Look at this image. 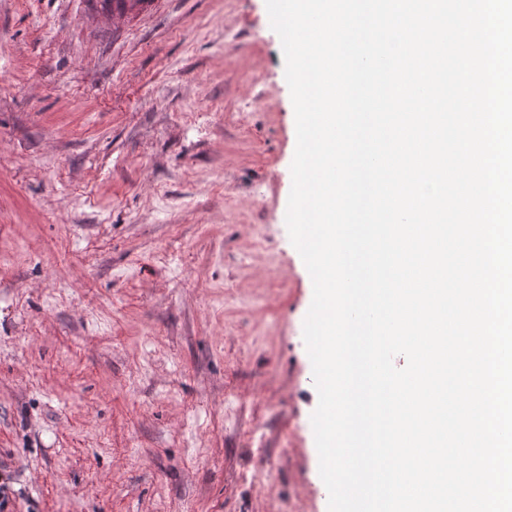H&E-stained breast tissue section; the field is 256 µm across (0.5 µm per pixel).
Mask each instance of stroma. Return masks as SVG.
<instances>
[{
  "mask_svg": "<svg viewBox=\"0 0 512 512\" xmlns=\"http://www.w3.org/2000/svg\"><path fill=\"white\" fill-rule=\"evenodd\" d=\"M266 0H0L7 512H328Z\"/></svg>",
  "mask_w": 512,
  "mask_h": 512,
  "instance_id": "stroma-1",
  "label": "stroma"
}]
</instances>
